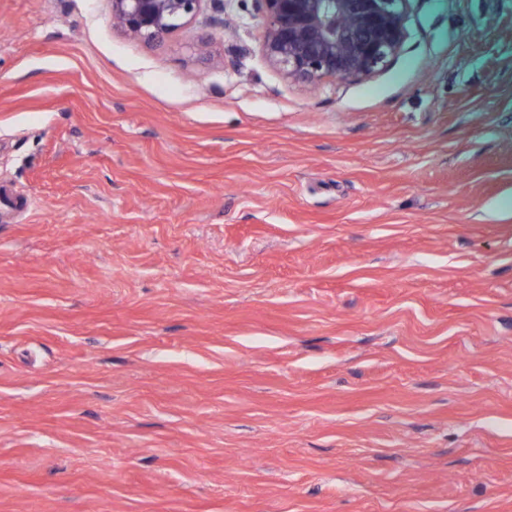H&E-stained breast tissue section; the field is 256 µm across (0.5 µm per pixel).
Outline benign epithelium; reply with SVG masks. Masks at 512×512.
<instances>
[{
  "label": "benign epithelium",
  "mask_w": 512,
  "mask_h": 512,
  "mask_svg": "<svg viewBox=\"0 0 512 512\" xmlns=\"http://www.w3.org/2000/svg\"><path fill=\"white\" fill-rule=\"evenodd\" d=\"M206 0H110L112 26L129 38L162 44L192 23ZM407 0H256L262 51L291 83L368 80L406 41Z\"/></svg>",
  "instance_id": "obj_1"
}]
</instances>
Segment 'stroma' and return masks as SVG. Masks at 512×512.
<instances>
[{"label": "stroma", "mask_w": 512, "mask_h": 512, "mask_svg": "<svg viewBox=\"0 0 512 512\" xmlns=\"http://www.w3.org/2000/svg\"><path fill=\"white\" fill-rule=\"evenodd\" d=\"M110 9L0 0V512H512V0L315 86Z\"/></svg>", "instance_id": "stroma-1"}]
</instances>
